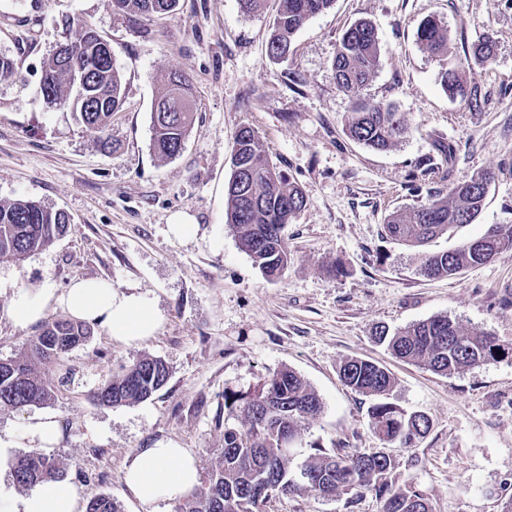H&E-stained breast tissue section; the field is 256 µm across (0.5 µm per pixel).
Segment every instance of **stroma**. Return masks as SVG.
Listing matches in <instances>:
<instances>
[{
    "instance_id": "35a3bbf8",
    "label": "stroma",
    "mask_w": 512,
    "mask_h": 512,
    "mask_svg": "<svg viewBox=\"0 0 512 512\" xmlns=\"http://www.w3.org/2000/svg\"><path fill=\"white\" fill-rule=\"evenodd\" d=\"M277 0L243 13L238 0H179L175 12L129 17L107 0H0V55L18 78L0 80V200L24 198L61 210L67 234L22 263L0 261V360L20 357L37 326L6 311L20 287L46 281L65 289L99 278L153 301L160 331L136 347L96 328L64 360L71 376L45 405L0 412V435L21 433L53 416L60 437L50 455L63 463L80 504L106 494L123 512H175L173 502H139L124 483L126 463L159 440L195 455L207 475L224 445L216 421L224 394L246 391L283 368L299 373L324 408L303 422L298 446L378 448L368 425L369 397L345 386L339 367L358 357L387 368L392 400L431 420L414 447L391 450L388 481L420 491L430 512H504L512 499V360L489 361L444 376L392 357L373 338L392 328L445 314L468 330L512 345V251L448 279L418 271L415 250L393 243L384 224L393 212L448 195L451 182L492 172L485 203L456 239L512 223V6L505 0H335L296 34L287 61L266 46ZM441 19L448 58L465 60L471 44L491 38L493 63L471 64L468 80L480 107L450 99L440 63L418 43L424 17ZM66 16L82 25L63 28ZM367 20L375 26L380 65L365 97L392 103L409 134L379 152L345 134L351 100L336 85L332 60L341 33ZM111 46L124 75L123 105L107 135L111 152L73 112L39 97L44 61L79 37L82 26ZM189 79L195 123L181 153L152 150L151 110L166 74ZM255 129L263 150L294 178L309 203L287 224L291 262L270 282L226 226L225 187L235 133ZM452 145V156L437 146ZM197 223L194 237L169 232L173 214ZM144 355L163 359L170 375L147 401L112 407L91 394ZM368 492L328 501L312 494L275 495L262 512H382Z\"/></svg>"
}]
</instances>
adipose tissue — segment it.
I'll return each mask as SVG.
<instances>
[{
  "label": "adipose tissue",
  "instance_id": "1",
  "mask_svg": "<svg viewBox=\"0 0 512 512\" xmlns=\"http://www.w3.org/2000/svg\"><path fill=\"white\" fill-rule=\"evenodd\" d=\"M60 308L73 318L105 328L126 346H135L155 336L163 322L157 306L148 298L128 294L100 279H78L65 290L48 282L21 287L7 310L17 324L30 326L44 319L49 310ZM59 436L57 422L49 416L29 421L22 435L0 436V472L12 464L20 438L53 447ZM128 490L143 504L176 501L199 483L195 457L171 441H159L141 449L125 466ZM79 491L56 481L36 485L29 493L16 495L0 487V512H77Z\"/></svg>",
  "mask_w": 512,
  "mask_h": 512
}]
</instances>
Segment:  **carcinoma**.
<instances>
[{"mask_svg":"<svg viewBox=\"0 0 512 512\" xmlns=\"http://www.w3.org/2000/svg\"><path fill=\"white\" fill-rule=\"evenodd\" d=\"M279 8L267 44L269 56L283 62L291 52L295 34L310 17L331 8L334 0H278ZM179 0H115V6L133 15L168 14ZM417 40L441 64L440 83L452 99L480 106L477 89L470 86L464 63H448V34L440 21L426 17L416 29ZM104 40L85 34L64 43L44 63L49 79L48 105H67L90 130L102 133L122 104V72L116 59L100 56ZM474 62L493 60L494 45L484 39L472 47ZM379 66L378 37L373 25L358 21L342 34L332 67L338 87L353 98L345 119V132L353 141L382 151L409 131L407 120L392 105L359 97ZM195 122L189 84L181 75L168 77L152 112V148L162 158H173L183 149ZM489 172L474 174L451 185L448 197L430 200L407 212L388 216L387 236L412 247L474 221L484 203ZM226 217L240 248L268 279L278 277L291 262L283 246L285 225L306 208L308 199L296 180L277 170L250 127L235 139L232 173L226 189ZM69 219L25 199L0 201V261H22L28 254L53 244L67 231ZM512 249V224H492L477 239L466 240L443 252L419 253L421 274L452 278L468 267L485 264ZM92 336L89 324L67 318L46 321L31 337L27 352L0 360V410L18 411L44 405L55 395L46 381L59 371L64 358ZM378 342L396 358L416 363L442 375L463 372L489 360L498 352L512 356V346L481 332H466L446 315L391 330H376ZM341 381L370 396L368 424L390 446L407 448L430 430L429 417L406 411L390 401L394 378L384 367L350 357L339 367ZM169 368L145 355L112 381L94 392L103 405L123 406L151 398L168 381ZM323 410L316 391L301 375L285 368L260 381L249 391L224 392V448L206 478L178 505L177 512H259L269 493H312L323 499L336 494L357 497L373 490L384 499L383 512H429L424 495L411 488L394 490L386 475L392 459L359 448L316 449L308 455L297 448L301 423ZM305 471L309 479L295 482L293 474ZM17 486L43 481H63L66 469L56 459L40 453L19 456L12 464ZM86 512H122L120 504L105 494L92 496Z\"/></svg>","mask_w":512,"mask_h":512,"instance_id":"cac0c4a2","label":"carcinoma"}]
</instances>
